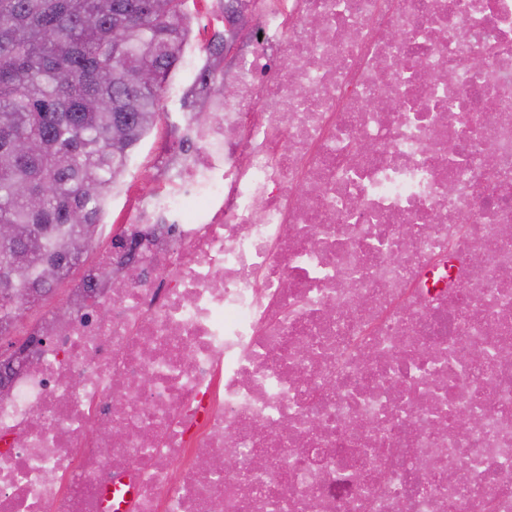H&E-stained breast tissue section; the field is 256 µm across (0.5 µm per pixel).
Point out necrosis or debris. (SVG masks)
Returning <instances> with one entry per match:
<instances>
[{
    "label": "necrosis or debris",
    "instance_id": "obj_1",
    "mask_svg": "<svg viewBox=\"0 0 512 512\" xmlns=\"http://www.w3.org/2000/svg\"><path fill=\"white\" fill-rule=\"evenodd\" d=\"M253 16L122 287L26 329L0 512H512V0Z\"/></svg>",
    "mask_w": 512,
    "mask_h": 512
}]
</instances>
